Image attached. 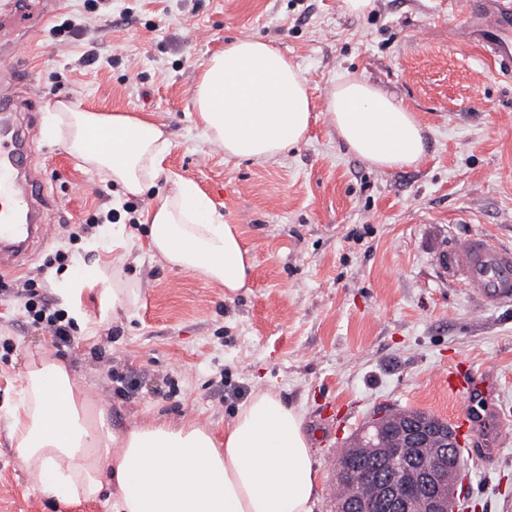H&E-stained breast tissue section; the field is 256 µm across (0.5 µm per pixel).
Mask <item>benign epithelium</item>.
Wrapping results in <instances>:
<instances>
[{
    "mask_svg": "<svg viewBox=\"0 0 512 512\" xmlns=\"http://www.w3.org/2000/svg\"><path fill=\"white\" fill-rule=\"evenodd\" d=\"M386 413H377L363 428L361 435L372 449L377 466L391 476L379 481L372 468L359 469L348 459L336 464L337 477L351 485L376 483L373 497L356 503L340 502L336 512H409L413 502L423 505V512H455V468L459 457L460 440L448 422L427 413L385 426ZM389 431L395 448L387 455L379 454L377 441L382 432ZM437 446L436 453L426 462L416 451Z\"/></svg>",
    "mask_w": 512,
    "mask_h": 512,
    "instance_id": "benign-epithelium-1",
    "label": "benign epithelium"
}]
</instances>
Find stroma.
Returning a JSON list of instances; mask_svg holds the SVG:
<instances>
[{"label":"stroma","instance_id":"35a3bbf8","mask_svg":"<svg viewBox=\"0 0 512 512\" xmlns=\"http://www.w3.org/2000/svg\"><path fill=\"white\" fill-rule=\"evenodd\" d=\"M61 16L84 17V31L62 46L37 38L14 64L43 90L26 110L48 221L83 224L127 202L49 134L56 103L150 112L170 134L166 169L241 231L252 287L225 298L153 256L146 225L127 226L131 257L118 280L139 296L96 335L79 328L73 345L55 346L19 302L0 301V406L38 348L108 400L116 428L189 416L220 433L239 404L268 389L302 412L320 466L316 512H334L337 448L381 410L456 423L462 407L434 374L471 367L496 378L511 425L497 456L471 458L458 498L464 512H512V302L480 305L435 260L474 231L512 248V77L488 55L473 14L448 0H374L361 17L341 0H109L89 15L83 0H65ZM236 37L273 42L308 81L312 122L286 156L227 158L196 123L201 66ZM352 76L417 112L427 129L421 164L381 171L346 150L325 91ZM111 510L104 498L42 494L0 424V512Z\"/></svg>","mask_w":512,"mask_h":512}]
</instances>
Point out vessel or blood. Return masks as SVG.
<instances>
[{
    "instance_id": "obj_1",
    "label": "vessel or blood",
    "mask_w": 512,
    "mask_h": 512,
    "mask_svg": "<svg viewBox=\"0 0 512 512\" xmlns=\"http://www.w3.org/2000/svg\"><path fill=\"white\" fill-rule=\"evenodd\" d=\"M62 10L60 0H9L0 10V23L26 22L43 33ZM492 33L486 44L489 55L503 71H512V0H485L480 9ZM15 78L0 80V273L15 268L21 255L45 236L40 215L39 185L26 175L27 125L14 121ZM441 266L451 267L462 284L483 306L495 307L512 300V249L494 243L475 231L454 253H440ZM438 384L449 398L466 403L461 421L472 445L495 453L505 421L493 403L498 385L490 374L451 367L439 372Z\"/></svg>"
}]
</instances>
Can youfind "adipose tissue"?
I'll list each match as a JSON object with an SVG mask.
<instances>
[{
    "label": "adipose tissue",
    "mask_w": 512,
    "mask_h": 512,
    "mask_svg": "<svg viewBox=\"0 0 512 512\" xmlns=\"http://www.w3.org/2000/svg\"><path fill=\"white\" fill-rule=\"evenodd\" d=\"M193 99L203 133L226 157L258 162L297 148L314 110L298 67L251 37L226 42L203 63ZM325 105L348 151L370 165L404 169L424 160L425 128L393 93L351 77L328 86ZM50 130L83 168L105 173L124 195H146L165 180L141 214L149 250L225 297L249 289L253 260L236 225L224 223L191 181L167 175L165 124L60 102ZM109 412L65 360L37 349L0 415L21 468L60 501L105 494L112 512H314L319 469L303 415L271 391L242 403L220 439L190 418L152 417L115 430Z\"/></svg>",
    "instance_id": "obj_1"
}]
</instances>
